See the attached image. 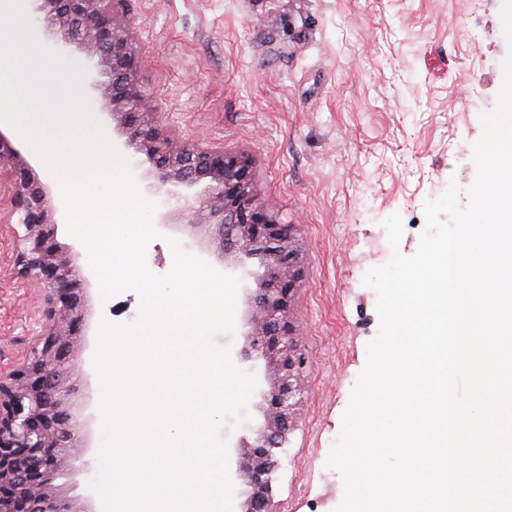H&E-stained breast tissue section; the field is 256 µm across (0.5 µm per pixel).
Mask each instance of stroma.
<instances>
[{"mask_svg": "<svg viewBox=\"0 0 512 512\" xmlns=\"http://www.w3.org/2000/svg\"><path fill=\"white\" fill-rule=\"evenodd\" d=\"M502 0H122L138 61L141 109L173 146L222 149L250 163L254 188L279 223L303 228L295 339L306 392L278 457L276 512H335L340 474L326 465L351 392L377 335L366 272L393 253L383 221L400 214L402 255L426 229L424 207L449 187L467 206L483 115L500 106L499 67L512 52ZM5 134L51 190L62 248L63 190L14 130ZM13 181L0 171V372L26 361L46 326L42 293L15 266ZM180 204L149 243L157 275L173 264L168 238L212 268L214 250L178 236ZM140 296L88 290L89 332L74 346L102 441L95 367L102 324L130 326Z\"/></svg>", "mask_w": 512, "mask_h": 512, "instance_id": "stroma-1", "label": "stroma"}]
</instances>
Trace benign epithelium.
Masks as SVG:
<instances>
[{
  "mask_svg": "<svg viewBox=\"0 0 512 512\" xmlns=\"http://www.w3.org/2000/svg\"><path fill=\"white\" fill-rule=\"evenodd\" d=\"M27 2L26 18L46 41L80 52L66 57L83 69L91 97L109 102L107 116L124 146L156 162L159 182L192 187L208 179L198 216L183 230L202 247L219 240L224 269L247 281L243 352L264 365L263 382L251 399L252 418L233 445L229 474L242 486L238 512H272L277 454L303 394V357L287 320L300 276L301 225L280 224L266 211L254 194L246 159L189 146L176 149L142 115L128 23L105 8V0ZM93 57L94 72L89 69ZM0 163L14 179V208L23 228L16 265L45 291L48 320L46 334L23 367L0 376V512H89L56 484L81 468L69 449L90 443V419L75 410L79 388L73 377L81 373L71 350L77 337L87 335L82 308L90 286L88 256L80 250L60 253L49 190L2 134Z\"/></svg>",
  "mask_w": 512,
  "mask_h": 512,
  "instance_id": "1",
  "label": "benign epithelium"
}]
</instances>
